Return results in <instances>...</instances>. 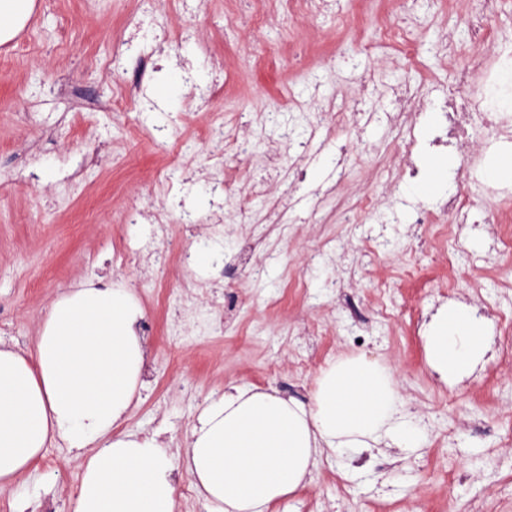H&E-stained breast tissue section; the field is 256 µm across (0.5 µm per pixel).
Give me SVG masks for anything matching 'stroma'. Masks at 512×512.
I'll use <instances>...</instances> for the list:
<instances>
[{"label":"stroma","instance_id":"1","mask_svg":"<svg viewBox=\"0 0 512 512\" xmlns=\"http://www.w3.org/2000/svg\"><path fill=\"white\" fill-rule=\"evenodd\" d=\"M400 0H334L328 11L284 15L258 0L259 34L234 27L241 0H36L24 28L0 44V343L33 347L51 302L85 282L123 283L138 298L146 336L147 387L122 428L155 435L181 452L204 406L232 384L308 401L321 368L361 352L390 365L424 448L348 463L322 459L310 482L272 512H512V360L488 351L461 382L429 371L418 319L448 285L512 318V253L491 248L495 219L512 217V177L488 178V163L512 155V126L492 134L480 119L471 146L445 155L460 171L478 227L460 240L436 235L399 206L419 202L400 179L388 119L406 87L448 86L476 51L512 49V0L483 20L478 0H417L415 16L381 44V23ZM119 57L122 66L106 72ZM189 60L197 85L182 80ZM137 87L119 106L112 92ZM220 106L228 145L208 137ZM354 106L359 124H323ZM279 111L260 128L250 113ZM167 138L151 135L154 126ZM290 129L305 142L290 149ZM279 146L278 170L265 167ZM237 179L224 192V222L212 232L210 177ZM266 181L264 194L249 186ZM375 194L378 215L347 224L344 212ZM247 212H240L242 198ZM164 208L168 262L127 268L118 250L149 241L153 225L124 224L131 208ZM198 223H178L182 209ZM206 248L209 270L183 268L181 249ZM196 293L192 322L177 329L173 307ZM366 342L354 348L352 332ZM78 463L47 449L0 485V512H39L44 499L72 512Z\"/></svg>","mask_w":512,"mask_h":512}]
</instances>
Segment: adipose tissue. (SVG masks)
<instances>
[{"label": "adipose tissue", "instance_id": "ef3b65f1", "mask_svg": "<svg viewBox=\"0 0 512 512\" xmlns=\"http://www.w3.org/2000/svg\"><path fill=\"white\" fill-rule=\"evenodd\" d=\"M131 289L85 283L51 305L32 351L0 344V484L47 448L75 452L74 512H175L174 458L155 437L119 433L144 386L147 355ZM444 381L471 374L487 347L465 306L440 309L424 336ZM425 435L393 368L360 355L322 368L309 402L230 386L203 409L181 458L211 512H270L332 454L415 451Z\"/></svg>", "mask_w": 512, "mask_h": 512}]
</instances>
